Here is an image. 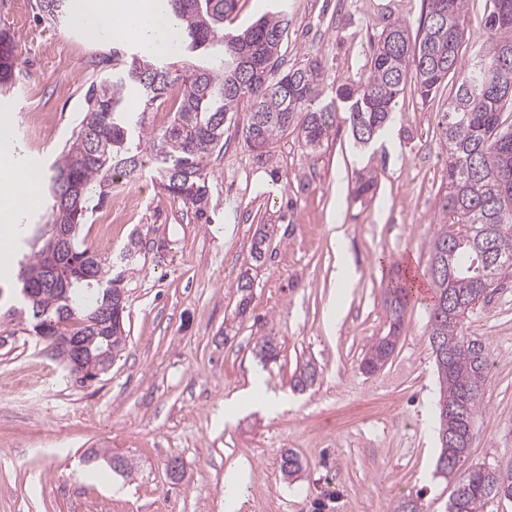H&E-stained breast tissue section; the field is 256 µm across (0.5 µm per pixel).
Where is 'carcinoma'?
Instances as JSON below:
<instances>
[{"mask_svg": "<svg viewBox=\"0 0 512 512\" xmlns=\"http://www.w3.org/2000/svg\"><path fill=\"white\" fill-rule=\"evenodd\" d=\"M38 0L46 19L68 20L67 11ZM179 21V47L191 56L215 45L220 62L175 69L142 47L132 52L112 47V70L89 86L86 109L71 137L48 164L44 175L51 199L45 224H24L23 235L44 240L19 261L17 282L22 307L19 319L37 336H71L97 370L94 380L112 365L125 345L124 272L112 275L116 261L101 257L77 230L88 223L120 178H133L143 167L144 147L162 192L191 205L197 221L210 223L209 160L224 148V127L241 103L249 104L244 142L262 158L275 142L295 132L303 146L316 152L336 124H350L354 139L369 144L384 130L407 80L422 99L445 80H457L454 98L438 122L446 146L448 186L439 198L440 227L429 243L424 276L433 289L428 341L435 359L440 453L436 472L455 478L460 495L451 494L448 512H483L497 496L512 498V479L502 472L471 466L459 472L469 454L467 426L474 423L489 369L485 342L463 332L468 312L512 269V125L503 118L512 106V0H489L484 26L491 34L485 46L463 62L459 48L464 32L459 19L467 0H424L416 33L403 21H388L372 46L369 74L343 83L329 97L321 64L309 61L281 71L280 49L288 35V12L266 14L239 33L224 32V21L237 0H170ZM18 67L15 37L0 30V85L11 83ZM170 102L161 128L148 115ZM374 188L371 171L357 174L354 193ZM463 230L452 233L446 223ZM275 225L265 224L250 245L251 262L264 264ZM390 328L364 358V369L384 365L396 349L404 326L407 284L390 278L384 285ZM265 363L277 359L269 338L257 343ZM318 376L307 363L293 378L305 390ZM302 468L292 451L281 454V471L293 476Z\"/></svg>", "mask_w": 512, "mask_h": 512, "instance_id": "carcinoma-1", "label": "carcinoma"}]
</instances>
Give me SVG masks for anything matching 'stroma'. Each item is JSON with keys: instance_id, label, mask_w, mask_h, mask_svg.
Instances as JSON below:
<instances>
[{"instance_id": "35a3bbf8", "label": "stroma", "mask_w": 512, "mask_h": 512, "mask_svg": "<svg viewBox=\"0 0 512 512\" xmlns=\"http://www.w3.org/2000/svg\"><path fill=\"white\" fill-rule=\"evenodd\" d=\"M422 0H288L291 24L281 70L321 61L326 88L366 78L370 44L387 20L417 28ZM14 33L20 73L0 92L13 108V135L37 168L62 149L84 108L89 83L109 69L112 48L71 24L38 16L37 0H0V30ZM456 89L430 99L406 92L385 136L359 150L350 126L336 125L317 153L297 134L269 161L243 140L248 105L224 131L209 170L214 221L162 196L151 170L112 187L130 209L111 224L94 212L80 234L110 238L111 254L140 247L128 274L124 350L95 380L79 382L50 341L23 333L7 315L13 280L0 278V512H224V475L249 467L239 512H395L405 498L423 512H448L453 480L435 473L437 434L423 414L439 383L427 336L430 299L409 302L394 354L362 369L388 331L378 259L424 269L438 229L446 180L437 123ZM376 188L351 193L358 170ZM276 232L264 266L251 270L250 312L238 317L237 288L250 270L256 230ZM357 276L336 293V270ZM464 332L483 338L490 366L472 429L467 465L512 468V272L477 304ZM274 337L277 360L260 365L257 342ZM316 384L292 379L305 361ZM264 371L288 405L245 408L224 420V402ZM301 472L280 471L284 451ZM121 456L130 474L113 472ZM179 459L183 476H168Z\"/></svg>"}]
</instances>
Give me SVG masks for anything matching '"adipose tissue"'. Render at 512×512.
Returning a JSON list of instances; mask_svg holds the SVG:
<instances>
[{"mask_svg":"<svg viewBox=\"0 0 512 512\" xmlns=\"http://www.w3.org/2000/svg\"><path fill=\"white\" fill-rule=\"evenodd\" d=\"M76 29L103 41L139 38L152 55L169 54L177 27L159 0H79ZM12 109L0 107V273L15 272L19 212L44 206L41 181L12 136Z\"/></svg>","mask_w":512,"mask_h":512,"instance_id":"ef3b65f1","label":"adipose tissue"}]
</instances>
